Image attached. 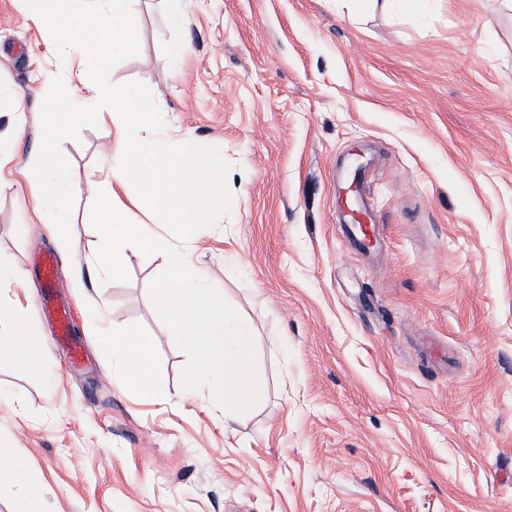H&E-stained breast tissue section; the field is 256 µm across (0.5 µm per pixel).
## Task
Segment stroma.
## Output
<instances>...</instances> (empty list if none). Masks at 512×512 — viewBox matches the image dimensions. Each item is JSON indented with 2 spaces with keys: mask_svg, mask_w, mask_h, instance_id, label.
Listing matches in <instances>:
<instances>
[{
  "mask_svg": "<svg viewBox=\"0 0 512 512\" xmlns=\"http://www.w3.org/2000/svg\"><path fill=\"white\" fill-rule=\"evenodd\" d=\"M128 51L88 78L153 102L154 137L224 166L192 259L254 331L263 376L237 419L183 399L191 353L155 315L163 256L73 285L97 242L87 175L112 138L93 107L60 141V249L32 212L25 122L0 161V306L21 301L39 369L0 346V452L37 496L0 512H512V6L506 0H140ZM28 0H0V98L37 111L69 68ZM359 160L385 238L337 222L334 173ZM85 359L68 364L37 301L33 252ZM153 339L163 395L122 387L103 321Z\"/></svg>",
  "mask_w": 512,
  "mask_h": 512,
  "instance_id": "35a3bbf8",
  "label": "stroma"
}]
</instances>
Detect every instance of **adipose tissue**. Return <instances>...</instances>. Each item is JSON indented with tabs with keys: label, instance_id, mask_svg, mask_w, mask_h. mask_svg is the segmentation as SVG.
I'll return each instance as SVG.
<instances>
[{
	"label": "adipose tissue",
	"instance_id": "adipose-tissue-1",
	"mask_svg": "<svg viewBox=\"0 0 512 512\" xmlns=\"http://www.w3.org/2000/svg\"><path fill=\"white\" fill-rule=\"evenodd\" d=\"M35 22L49 36L52 51H64L78 67L106 64L103 45L130 46L135 35L139 0H33ZM91 27L97 42L81 41L79 30ZM98 104L100 123L112 124L118 139L110 149L111 163L86 184L99 201L103 224L98 243L76 263L77 272L117 276L124 251L131 246L157 249L169 267L168 278L154 288L153 307L170 335L192 351L183 393L221 406L225 418H234L250 405L259 377L253 367L252 330L240 316L224 306V294L213 288L189 259L198 225L207 223L216 205L210 189L224 174L212 156L199 152L192 140L172 135L149 141L152 113L127 91L106 97L91 93ZM77 97L70 83L47 90L41 100L40 147L32 166L40 178L33 196L36 213L59 210L67 161L56 144L80 118ZM137 197L124 199L129 186ZM146 204L166 223L181 227L179 242L163 241L146 224L135 223L133 209ZM113 364L126 372L129 386L154 391L151 368L152 337L129 332L106 336Z\"/></svg>",
	"mask_w": 512,
	"mask_h": 512
}]
</instances>
